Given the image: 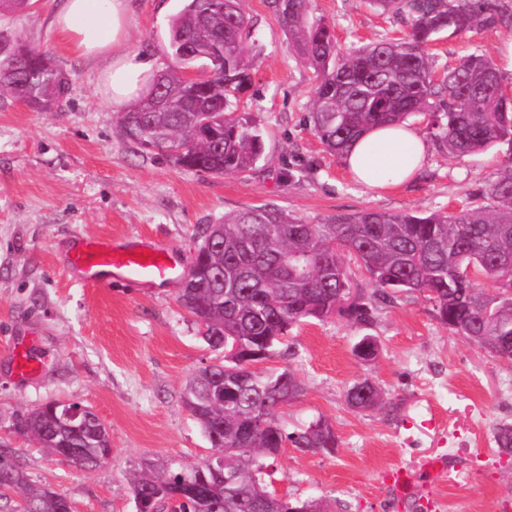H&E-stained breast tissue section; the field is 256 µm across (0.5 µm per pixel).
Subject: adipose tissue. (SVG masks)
Returning a JSON list of instances; mask_svg holds the SVG:
<instances>
[{
    "instance_id": "1",
    "label": "adipose tissue",
    "mask_w": 512,
    "mask_h": 512,
    "mask_svg": "<svg viewBox=\"0 0 512 512\" xmlns=\"http://www.w3.org/2000/svg\"><path fill=\"white\" fill-rule=\"evenodd\" d=\"M129 15V0H63L53 18L57 34L77 55L104 58L98 91L117 112L146 94L156 73L154 60L123 48ZM426 157L425 140L404 123L365 132L343 160L356 182L386 188L413 179Z\"/></svg>"
}]
</instances>
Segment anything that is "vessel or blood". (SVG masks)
I'll return each instance as SVG.
<instances>
[{
  "label": "vessel or blood",
  "instance_id": "obj_1",
  "mask_svg": "<svg viewBox=\"0 0 512 512\" xmlns=\"http://www.w3.org/2000/svg\"><path fill=\"white\" fill-rule=\"evenodd\" d=\"M70 265L89 286H104L116 281L162 285L182 276L184 268L171 250L149 245H118L101 238L82 237L70 251ZM386 479L402 499L421 493L416 473L404 467L387 471Z\"/></svg>",
  "mask_w": 512,
  "mask_h": 512
}]
</instances>
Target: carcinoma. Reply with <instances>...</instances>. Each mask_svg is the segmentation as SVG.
I'll use <instances>...</instances> for the list:
<instances>
[{
    "instance_id": "cac0c4a2",
    "label": "carcinoma",
    "mask_w": 512,
    "mask_h": 512,
    "mask_svg": "<svg viewBox=\"0 0 512 512\" xmlns=\"http://www.w3.org/2000/svg\"><path fill=\"white\" fill-rule=\"evenodd\" d=\"M378 14L406 27L398 37L342 51L331 26L311 16L309 0H268L288 34V45L311 71V121L326 150L341 157L365 131L427 119L435 147L451 157L512 142V96L497 65L471 54L455 65L437 64L431 46L477 28H512V0H367ZM254 25L242 0H185L169 22L172 66L161 90H150L121 117L137 130L136 149L200 173L252 171L264 153L262 133L240 111L242 95L259 66ZM197 76L188 78V73ZM0 73L13 79L0 97L28 101L47 96L60 109L69 92L66 73L50 53L21 42L0 49ZM479 197L452 211L390 214L365 209L324 224H303L264 204L224 215L207 225L179 289V303L209 346L241 347L244 365L230 372L220 361L199 367L183 402L211 448L227 452L221 473L150 465L133 482L142 512H328L320 499L292 502L268 489L261 474L286 445L329 452L337 441L318 420L290 432L275 409L302 388L287 372L249 370L269 359L290 327L342 316L371 319L372 301L420 293L448 330L512 361V167L486 184ZM349 254L376 284L366 298L342 261ZM497 284L486 292L483 281ZM368 379L355 383L348 403L379 405ZM16 431L50 457L92 468L112 450L107 428L86 409L74 429L54 403L21 414ZM19 501L10 505V494ZM8 512H69L70 501L30 483L9 452L0 451V501Z\"/></svg>"
}]
</instances>
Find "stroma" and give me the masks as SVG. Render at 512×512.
<instances>
[{
  "label": "stroma",
  "mask_w": 512,
  "mask_h": 512,
  "mask_svg": "<svg viewBox=\"0 0 512 512\" xmlns=\"http://www.w3.org/2000/svg\"><path fill=\"white\" fill-rule=\"evenodd\" d=\"M60 4L29 0L0 14V46L21 41L49 52L70 81L67 104L54 112L0 97V451L74 512H136V473L152 464L189 468L209 455L182 393L198 367L224 353L199 336L178 302V282L82 283L66 260L75 237L172 249L188 264L206 225L250 206L272 203L306 224L364 209L452 210L512 165V146L454 158L433 149L404 185L356 183L312 129L309 70L265 0H244L262 64L243 103L263 133V156L243 175L182 170L123 137L119 113L96 92L100 61L72 53L53 28ZM182 4L132 0L126 50L166 69L168 24ZM310 8L346 52L393 30L365 0H311ZM511 40L512 29L499 27L442 39L432 51L451 65L482 51L511 79L502 54ZM365 336L379 346L370 361L354 352ZM16 341L30 347L36 377H16ZM264 367L291 372L302 388L276 409L277 421L292 432L322 419L337 440L330 454L285 448L264 477L277 495L319 498L330 512H413L384 475L436 459L439 473L423 479L431 512H512L502 506L512 503V455L494 439L497 425L512 420V362L452 334L421 294L376 302L366 324L337 316L294 326ZM365 379L380 388L382 404L353 409L347 392ZM50 401L89 406L109 432L110 457L84 470L13 430L16 415Z\"/></svg>",
  "instance_id": "1"
}]
</instances>
